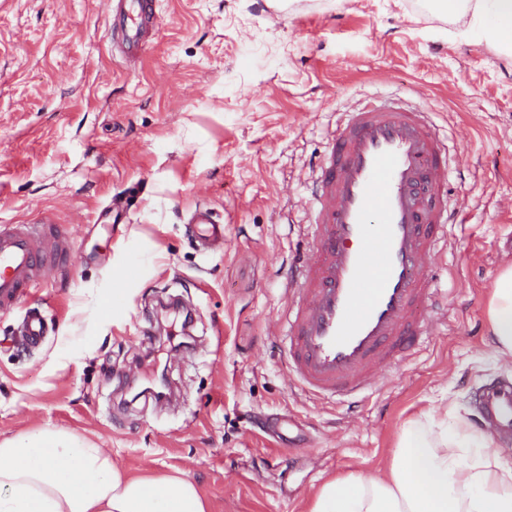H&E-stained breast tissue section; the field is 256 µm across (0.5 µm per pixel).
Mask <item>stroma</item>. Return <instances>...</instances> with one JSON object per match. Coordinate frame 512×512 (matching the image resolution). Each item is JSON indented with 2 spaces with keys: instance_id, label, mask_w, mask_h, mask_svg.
<instances>
[{
  "instance_id": "1",
  "label": "stroma",
  "mask_w": 512,
  "mask_h": 512,
  "mask_svg": "<svg viewBox=\"0 0 512 512\" xmlns=\"http://www.w3.org/2000/svg\"><path fill=\"white\" fill-rule=\"evenodd\" d=\"M147 48L111 50L105 0H0V224L62 226L74 268L0 313V440L73 430L128 475L184 473L208 512H308L329 479L382 467L410 421L512 381L488 344L493 282L512 264V57L432 0H152ZM376 94L428 107L448 139L436 270L448 315L356 408L301 391L272 335L304 202L342 114ZM211 209L224 248L187 220ZM137 266L140 279L116 276ZM191 308L196 344L168 356L174 398H134L156 302ZM119 310L106 314L107 302ZM53 323L20 335L28 305Z\"/></svg>"
}]
</instances>
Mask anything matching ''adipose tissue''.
<instances>
[{"label":"adipose tissue","instance_id":"1","mask_svg":"<svg viewBox=\"0 0 512 512\" xmlns=\"http://www.w3.org/2000/svg\"><path fill=\"white\" fill-rule=\"evenodd\" d=\"M456 20L491 19L486 41L512 54V0H451ZM497 360L512 366V266L497 276L487 310ZM492 427L447 426L438 411L410 421L380 474L324 483L309 512H512V461ZM0 512H206L183 474L127 476L76 433L44 428L0 441Z\"/></svg>","mask_w":512,"mask_h":512}]
</instances>
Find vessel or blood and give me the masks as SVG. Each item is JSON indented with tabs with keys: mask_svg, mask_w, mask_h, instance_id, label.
<instances>
[{
	"mask_svg": "<svg viewBox=\"0 0 512 512\" xmlns=\"http://www.w3.org/2000/svg\"><path fill=\"white\" fill-rule=\"evenodd\" d=\"M142 0H113L125 24L113 44L142 48ZM447 146L427 112L384 101L354 106L337 124L311 196L309 259L288 281V309L277 323L305 391L339 399L374 392L429 333L442 294L429 269L448 244L457 210L446 198ZM191 234L202 247L223 242L212 211H196ZM72 249L55 224L0 225V312L38 282L71 265ZM486 417L512 426V390L488 389Z\"/></svg>",
	"mask_w": 512,
	"mask_h": 512,
	"instance_id": "obj_1",
	"label": "vessel or blood"
}]
</instances>
